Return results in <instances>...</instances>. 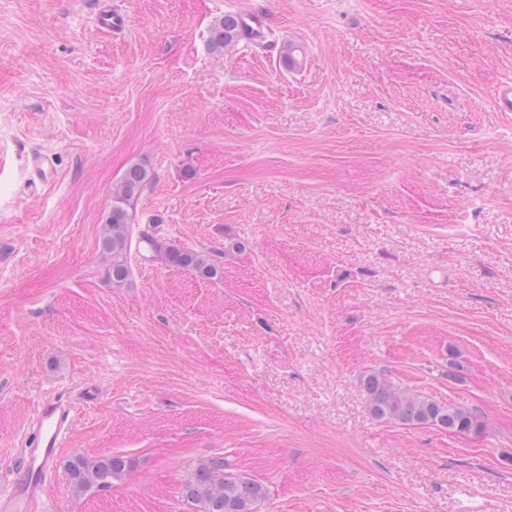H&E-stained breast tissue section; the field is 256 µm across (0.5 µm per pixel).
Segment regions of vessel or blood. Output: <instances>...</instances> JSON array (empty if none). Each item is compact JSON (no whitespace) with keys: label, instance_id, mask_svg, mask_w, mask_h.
Wrapping results in <instances>:
<instances>
[{"label":"vessel or blood","instance_id":"1","mask_svg":"<svg viewBox=\"0 0 512 512\" xmlns=\"http://www.w3.org/2000/svg\"><path fill=\"white\" fill-rule=\"evenodd\" d=\"M238 20L246 42L256 47L268 44L271 23L266 12L243 10L239 12ZM97 23L101 29L120 31L126 28L128 18L111 5L105 4L99 9ZM27 167L31 179L38 181L49 180L55 171L53 158L45 153L32 154ZM74 419L71 400L53 396L36 405L30 429L21 444V466L15 473L10 495L0 499V512H31L39 504L47 475Z\"/></svg>","mask_w":512,"mask_h":512}]
</instances>
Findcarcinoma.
Wrapping results in <instances>:
<instances>
[{
	"label": "carcinoma",
	"mask_w": 512,
	"mask_h": 512,
	"mask_svg": "<svg viewBox=\"0 0 512 512\" xmlns=\"http://www.w3.org/2000/svg\"><path fill=\"white\" fill-rule=\"evenodd\" d=\"M241 35L238 20L226 14L214 21L210 28L209 45L213 51H222ZM151 174L140 163L130 164L112 193V209L106 219L101 238V251L109 261L108 276L120 285L129 275L125 255L129 244L130 214L128 206L140 196ZM153 256L164 264L191 271L201 277L214 279L217 266L201 254L176 242H161L149 235L142 237ZM372 416L406 426H432L443 431L467 436L483 435L486 424L476 411L465 406L443 401L433 396L403 389L379 373H367L360 379ZM131 469V463L122 455L94 459L78 456L68 463L73 491L84 494L95 488H108L121 480ZM181 494L192 503L196 512H257L265 500V485L243 473L234 471L222 457H213L198 464L185 478Z\"/></svg>",
	"instance_id": "obj_1"
}]
</instances>
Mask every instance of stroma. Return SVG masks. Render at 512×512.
Here are the masks:
<instances>
[{
  "instance_id": "stroma-1",
  "label": "stroma",
  "mask_w": 512,
  "mask_h": 512,
  "mask_svg": "<svg viewBox=\"0 0 512 512\" xmlns=\"http://www.w3.org/2000/svg\"><path fill=\"white\" fill-rule=\"evenodd\" d=\"M120 2L112 32L97 0H0V467L37 400L78 405L33 512H195L215 456L260 512H512V0ZM249 8L274 44L211 51ZM134 161L118 286L99 241ZM370 372L484 435L376 420ZM112 454L128 475L75 495L68 461ZM103 5L100 7L97 14V23L101 29L120 31L127 27L129 22L127 16L119 10L112 8L108 1H103ZM30 178L38 181H47L54 175V160L49 154L33 153L27 162ZM142 241L152 250L153 256L170 267L191 271L201 277L214 279L220 271L201 254L176 242H161L143 235Z\"/></svg>"
}]
</instances>
